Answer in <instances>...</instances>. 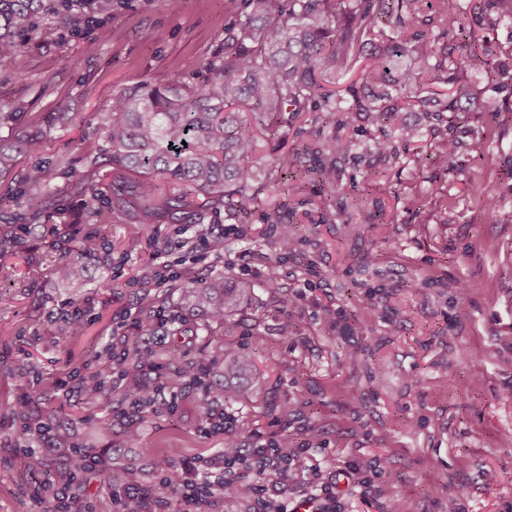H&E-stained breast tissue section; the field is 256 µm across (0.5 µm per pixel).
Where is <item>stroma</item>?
<instances>
[{
    "instance_id": "1",
    "label": "stroma",
    "mask_w": 512,
    "mask_h": 512,
    "mask_svg": "<svg viewBox=\"0 0 512 512\" xmlns=\"http://www.w3.org/2000/svg\"><path fill=\"white\" fill-rule=\"evenodd\" d=\"M237 13L236 0H112L103 27L79 34L44 13L26 48L0 57V110L51 125L43 150L0 177V194L40 166L58 191L45 223L75 222L85 198L59 171L85 174L81 151L103 147L98 120L113 96L141 81L200 72ZM466 82L475 105L464 122L449 128L435 114L409 113L425 137L415 152L381 155L374 140L396 138L387 127L351 131L339 183L350 202L367 193L379 199L385 223H369L352 205L343 223H323L316 176L305 171L296 175L302 191L290 198L298 245L289 253L265 221L276 199L269 187L243 219L244 237L228 236L220 259L192 243L201 227L227 225L224 213L200 226L148 224L139 234L113 213L107 233L123 245L81 267L87 286L75 329L64 321L72 290L54 278L53 249L26 243L24 260L0 264V404L35 382L64 416L62 430L97 446L99 427L111 424L112 460H140L130 471L138 488L151 479L145 463L165 449L194 459L222 447V435L203 431L206 404L197 390L183 389L175 411L145 415L140 442L129 448L119 411L58 389L62 380L78 387L94 352L133 335L154 296L180 309L178 278L162 289L154 277L152 243L160 240L168 244L161 259L178 277L214 269L253 286L212 337L170 335L156 353L158 362L174 356L186 365L202 360L209 342L251 353L254 368L242 381L248 395L225 401L224 412L238 437L274 442L288 434L301 448L284 504L315 495L329 474L356 464L368 483L337 482L336 512H512V112L502 109L512 90L478 70ZM335 133V116L306 112L285 145H316ZM444 136L461 144L447 171L414 163ZM243 251L245 270L236 264ZM24 460L16 428L1 425L0 512L48 506ZM72 490L87 512H116L111 489L90 470L78 471Z\"/></svg>"
}]
</instances>
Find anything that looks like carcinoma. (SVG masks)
I'll return each instance as SVG.
<instances>
[{
  "mask_svg": "<svg viewBox=\"0 0 512 512\" xmlns=\"http://www.w3.org/2000/svg\"><path fill=\"white\" fill-rule=\"evenodd\" d=\"M240 18L224 28V46L206 60L203 80L191 83L176 75L165 85L141 82L112 97L99 116L104 134L112 192L98 196L94 179L80 182L92 205L83 220L94 228L82 236L57 237L58 225L41 223L57 197L47 174L32 167L11 190L20 201L18 228L24 235L55 237L60 252L53 272L73 275L87 255L85 242L104 249L102 228L118 211L133 224H159L181 214L201 224L220 210L232 218L248 212L258 195L255 183H274L288 191L283 176L301 168L299 152L279 153L254 169L256 134L280 140L288 123L301 112L336 116V135L318 154L337 164L351 150L341 134L364 117L370 124L388 125L410 144L420 133L406 123L403 108L421 106L419 75L430 73L447 87L435 101L439 119L452 125L462 119L468 87L463 72L479 65L498 84H512V41L498 47L492 60L471 51V30L457 0H239ZM69 0H0V57L21 52L25 35L45 11H67ZM479 23H512V0H484ZM409 66L397 67L402 60ZM246 109L245 119L240 109ZM0 175L11 171L19 157L42 150L44 133L18 126L17 113L0 112ZM459 143L440 141L436 160L448 167ZM320 165L321 193L345 209L344 190ZM66 322L81 324L83 285H77ZM251 292L247 281L234 282L222 273L185 274L182 299L208 312L211 325L223 326ZM96 370L81 382L82 396L99 407L109 402L102 390L112 357L94 354ZM224 366V378L244 375L251 355L221 348L207 359L213 369ZM166 387H183L190 371L171 360L157 369Z\"/></svg>",
  "mask_w": 512,
  "mask_h": 512,
  "instance_id": "carcinoma-1",
  "label": "carcinoma"
}]
</instances>
